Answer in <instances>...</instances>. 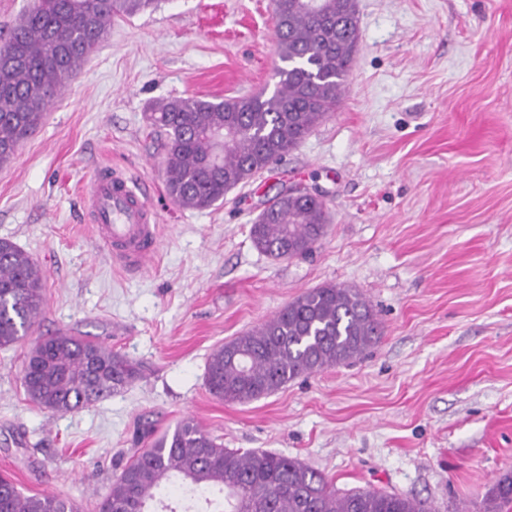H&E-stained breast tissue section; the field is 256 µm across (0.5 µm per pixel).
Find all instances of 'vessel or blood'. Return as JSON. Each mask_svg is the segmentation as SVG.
I'll return each instance as SVG.
<instances>
[{"label": "vessel or blood", "mask_w": 512, "mask_h": 512, "mask_svg": "<svg viewBox=\"0 0 512 512\" xmlns=\"http://www.w3.org/2000/svg\"><path fill=\"white\" fill-rule=\"evenodd\" d=\"M96 237L127 271H143L159 239V217L144 192L119 169H96L86 187Z\"/></svg>", "instance_id": "1"}]
</instances>
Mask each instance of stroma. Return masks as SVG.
<instances>
[{
    "mask_svg": "<svg viewBox=\"0 0 512 512\" xmlns=\"http://www.w3.org/2000/svg\"><path fill=\"white\" fill-rule=\"evenodd\" d=\"M346 91L283 160L206 210L168 195L154 102L272 94V0H160L114 19L42 125L0 167V238L42 269L37 332L102 343L140 366L112 396L67 413L21 385L29 340L0 349V472L27 495L96 504L140 429L194 419L225 447L299 458L343 494L486 512L512 473V0H356ZM121 169L158 208L145 271L116 264L87 222L96 168ZM322 195L308 255L275 261L250 227L283 188ZM356 290L383 327L355 361L246 403L217 399L224 342L311 288Z\"/></svg>",
    "mask_w": 512,
    "mask_h": 512,
    "instance_id": "obj_1",
    "label": "stroma"
}]
</instances>
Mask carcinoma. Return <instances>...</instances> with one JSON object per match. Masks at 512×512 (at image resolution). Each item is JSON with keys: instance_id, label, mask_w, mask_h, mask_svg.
Wrapping results in <instances>:
<instances>
[{"instance_id": "obj_1", "label": "carcinoma", "mask_w": 512, "mask_h": 512, "mask_svg": "<svg viewBox=\"0 0 512 512\" xmlns=\"http://www.w3.org/2000/svg\"><path fill=\"white\" fill-rule=\"evenodd\" d=\"M284 66L271 96L220 102L195 96L156 103L147 116L161 133L166 189L178 205L205 210L282 159L341 101L358 39L355 0H273ZM158 0H33L0 37V165L9 163L42 123L54 99L108 36L112 19L155 9ZM327 227L322 201L275 196L250 228L254 247L273 259L313 251ZM43 274L25 251L0 239V348L38 324L46 300ZM382 334L370 304L354 289L312 288L260 326L215 350L206 384L216 398L243 404L288 382L361 356ZM137 363L82 336L36 338L24 357L22 386L41 409L70 412L105 400L139 374ZM143 436L133 458L97 503V512H149L162 489L180 480L193 492L218 490L205 512H433L396 493L338 494L325 475L284 454L224 447L193 419ZM496 512L512 506V474L488 492ZM0 512H76L67 498L24 496L0 474Z\"/></svg>"}]
</instances>
